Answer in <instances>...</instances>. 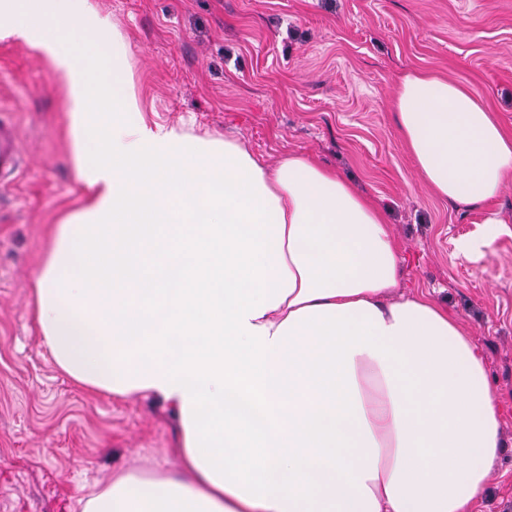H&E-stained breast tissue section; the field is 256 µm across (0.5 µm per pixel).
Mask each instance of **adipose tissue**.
I'll list each match as a JSON object with an SVG mask.
<instances>
[{"label": "adipose tissue", "instance_id": "adipose-tissue-1", "mask_svg": "<svg viewBox=\"0 0 512 512\" xmlns=\"http://www.w3.org/2000/svg\"><path fill=\"white\" fill-rule=\"evenodd\" d=\"M0 41L51 65L93 204L58 225L35 290L78 384L151 396L174 468L122 472L80 512H472L502 447L485 356L455 316L401 299L386 213L291 153L142 118L121 39L87 0H0ZM392 109L428 188L492 210L512 133L467 86L410 70Z\"/></svg>", "mask_w": 512, "mask_h": 512}]
</instances>
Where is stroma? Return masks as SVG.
Listing matches in <instances>:
<instances>
[{"label":"stroma","mask_w":512,"mask_h":512,"mask_svg":"<svg viewBox=\"0 0 512 512\" xmlns=\"http://www.w3.org/2000/svg\"><path fill=\"white\" fill-rule=\"evenodd\" d=\"M129 45L149 120L238 138L264 163L297 153L388 212L402 289L432 291L485 355L503 448L475 512H512V184L508 217L454 207L421 180L392 101L410 69L475 89L512 131V0H88ZM0 111L21 168L0 183V512H79L112 472L172 468L175 421L153 399L90 391L45 345L34 288L56 225L90 191L78 177L63 94L42 53L0 42ZM477 249L464 255L459 241Z\"/></svg>","instance_id":"1"}]
</instances>
